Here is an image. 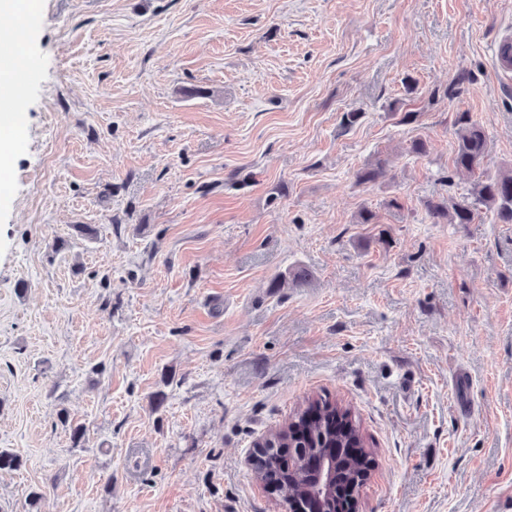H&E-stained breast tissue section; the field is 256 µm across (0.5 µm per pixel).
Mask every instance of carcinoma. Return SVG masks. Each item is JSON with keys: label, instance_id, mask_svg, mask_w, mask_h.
Returning <instances> with one entry per match:
<instances>
[{"label": "carcinoma", "instance_id": "obj_1", "mask_svg": "<svg viewBox=\"0 0 512 512\" xmlns=\"http://www.w3.org/2000/svg\"><path fill=\"white\" fill-rule=\"evenodd\" d=\"M456 124L455 170L469 173L484 170L488 157L485 132L466 112L457 113ZM480 206L493 210L501 223L512 224V170L494 179L478 181L471 195L462 197L450 208L431 201L426 204L433 217L451 224L472 223ZM58 421L69 431L72 445L80 446L85 436L84 426L73 424L65 410L59 412ZM336 455L339 466L335 482L324 489L318 488L307 461ZM252 456L257 479L272 488L290 512H297V504L310 509L314 500L324 512H336L338 490L348 487L358 494L372 453L367 450L360 423L351 411L320 397L307 401L289 422L256 442Z\"/></svg>", "mask_w": 512, "mask_h": 512}]
</instances>
